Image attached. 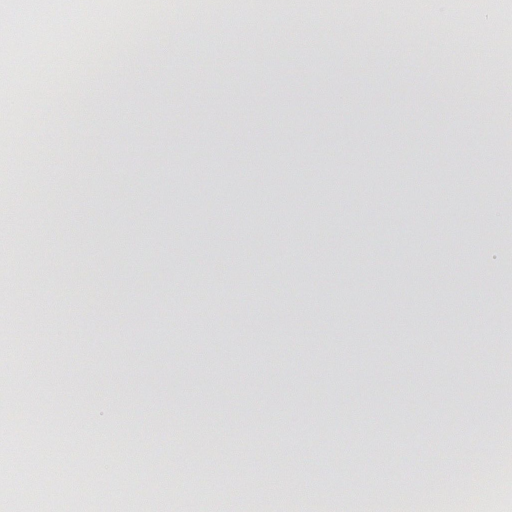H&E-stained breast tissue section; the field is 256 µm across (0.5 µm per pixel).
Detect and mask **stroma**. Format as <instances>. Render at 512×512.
Instances as JSON below:
<instances>
[{"mask_svg": "<svg viewBox=\"0 0 512 512\" xmlns=\"http://www.w3.org/2000/svg\"><path fill=\"white\" fill-rule=\"evenodd\" d=\"M303 8L214 0L201 21L190 0H141L112 43L66 32L82 69L45 54L56 84L39 98L14 74L23 58L0 54L22 101L0 113V181L32 231L0 256V341L39 343L27 369L0 360V512H20L32 467L47 512H65L61 475L108 467L100 512H143L161 465L194 470L181 512H251L260 495L267 512H442L495 482L486 458L512 451L481 432L512 366V288L486 272L512 233L485 201L512 210V114L480 88L512 53L451 65L441 33L497 40L502 6L327 0L298 28ZM412 67L445 79L411 83ZM491 142L494 158L475 152ZM281 316L287 333L256 339ZM63 422L86 454L33 456ZM383 435L402 443L393 459L370 445ZM271 469L319 501L270 495Z\"/></svg>", "mask_w": 512, "mask_h": 512, "instance_id": "35a3bbf8", "label": "stroma"}]
</instances>
